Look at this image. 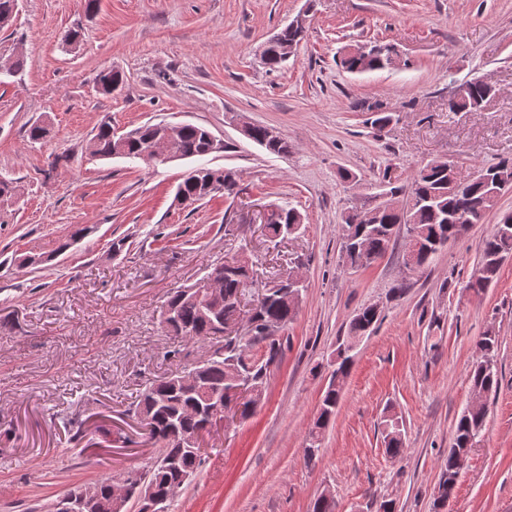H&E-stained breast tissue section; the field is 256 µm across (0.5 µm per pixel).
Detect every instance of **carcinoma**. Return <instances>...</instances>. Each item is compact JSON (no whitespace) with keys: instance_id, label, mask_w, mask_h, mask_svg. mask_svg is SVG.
<instances>
[{"instance_id":"obj_1","label":"carcinoma","mask_w":512,"mask_h":512,"mask_svg":"<svg viewBox=\"0 0 512 512\" xmlns=\"http://www.w3.org/2000/svg\"><path fill=\"white\" fill-rule=\"evenodd\" d=\"M306 33L286 25L279 31V45L266 50L264 65L279 69L288 62L285 48H297ZM395 65L392 45L383 42L371 43L367 54L357 57L349 53L340 59V66L348 72L364 73L380 71ZM97 82L102 91L109 94L111 87L124 83L123 76L112 70L98 74ZM461 95L451 104L450 110L477 111L495 94V89L473 78L461 82ZM158 129L143 126L128 133L124 148L128 157L139 153L140 142L154 136ZM209 130L201 125L187 123L178 127L174 148L183 159H203L209 156L207 136ZM249 140L263 146L269 153L286 155L290 145L285 139L276 144L267 141V129L256 125ZM116 134L108 121L102 122L97 133L87 144L93 156L111 158L116 155ZM488 180L471 182L456 190L454 183L457 171L453 163L426 169L420 167L410 181L398 183L392 180L390 171H384L382 181L388 187V198L373 207V215L366 222L356 221L355 206H349L339 224L340 240L353 239L341 245V258L351 267L369 266L382 258L390 243L400 232L416 229L420 246L415 253V269H423L439 251L434 240L448 241L464 234L469 225L481 224L496 206L499 196L512 191V159H502L495 164L481 167ZM200 177L196 183L185 179L178 185V193L187 204L200 201L212 193L222 190L232 197L238 194L235 171H219L201 165L194 169ZM301 224V216L293 209L276 208L264 235L271 241L282 239L289 227ZM512 255V211L498 214L492 234L484 241L482 258L476 275L468 281V287L480 291L493 282L502 262ZM233 271L224 276V294L213 302L217 316L209 315L201 303L185 297L176 290L167 305L176 308V320L169 331L184 341L211 340L213 344L209 358L202 366H195L182 374H174L158 380L140 393L134 415L150 426V436L155 440L157 454L150 469L141 474L139 480L153 494L170 501L201 464L200 448H191L185 438L200 435L211 421L207 409L212 406V397H221L227 381L241 377L251 385L262 387L269 364L276 361L281 351L283 338L278 333L292 323L297 309L288 302V292H275L271 297L253 300L245 304L247 289L256 287L250 276L247 261L231 264ZM255 326L245 340L234 341L224 337V330L236 326L244 318ZM377 323L370 307L360 309L349 324L346 340L354 342L363 338ZM497 336L489 331L479 341L480 359L476 361L470 376L471 389L491 395L497 390L499 376L494 365ZM253 348L265 349L264 359L250 355ZM342 386L329 384L323 398L319 416L309 433L310 447H316L321 431L335 415ZM487 422V406L479 404L466 408L456 421L453 445L448 451V460L442 469L438 486L440 496L436 502L443 505L454 495L458 471L455 470V452L473 448L479 442ZM386 450L398 456L404 447L402 430L398 418L387 417L383 422ZM126 480V473L104 476L95 485L101 508L98 512H109L112 485Z\"/></svg>"}]
</instances>
